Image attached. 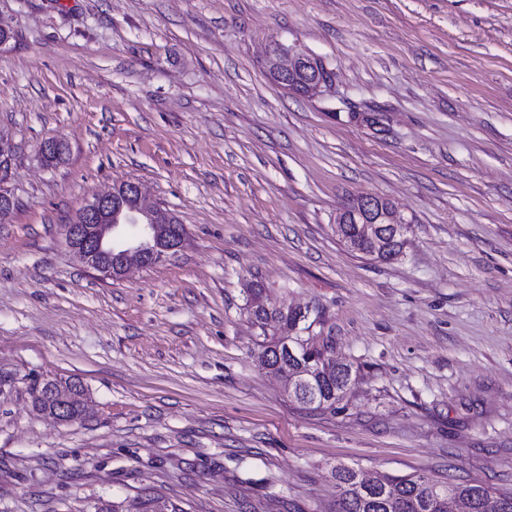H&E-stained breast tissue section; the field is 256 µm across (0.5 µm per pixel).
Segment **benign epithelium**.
<instances>
[{
  "label": "benign epithelium",
  "mask_w": 512,
  "mask_h": 512,
  "mask_svg": "<svg viewBox=\"0 0 512 512\" xmlns=\"http://www.w3.org/2000/svg\"><path fill=\"white\" fill-rule=\"evenodd\" d=\"M309 54L289 47L283 48L273 62L281 78L289 80L306 62ZM11 170L0 169V221L8 218L13 209L15 196L8 186ZM128 195L138 199V206L122 212L119 221L112 222V190L93 196L79 212L76 220L65 225L66 246L90 269L105 279L123 278L135 265H144L151 246L158 238V225L151 220L155 207L146 203V193L139 182L130 181L126 187ZM354 222L362 225V232L373 242L372 258L397 257L395 251L405 248L410 233L409 221L397 215L392 205H383L375 195L365 194L357 208L345 213L342 224ZM134 224L138 228L135 236L124 243L121 251L112 250V239L116 238L123 225ZM186 228L167 239L161 258L169 259L183 247ZM78 395L71 391H60L59 404L52 415L59 421L72 422L79 416L72 415L78 406Z\"/></svg>",
  "instance_id": "obj_1"
}]
</instances>
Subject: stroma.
<instances>
[{
    "instance_id": "stroma-1",
    "label": "stroma",
    "mask_w": 512,
    "mask_h": 512,
    "mask_svg": "<svg viewBox=\"0 0 512 512\" xmlns=\"http://www.w3.org/2000/svg\"><path fill=\"white\" fill-rule=\"evenodd\" d=\"M0 23V512H337L339 465L512 491V0H0ZM276 42L331 86L273 82ZM126 180L188 239L115 281L63 229ZM362 193L411 220L397 260L338 240ZM252 279L352 365L335 409L262 369ZM49 377L84 384L82 420L34 410Z\"/></svg>"
}]
</instances>
